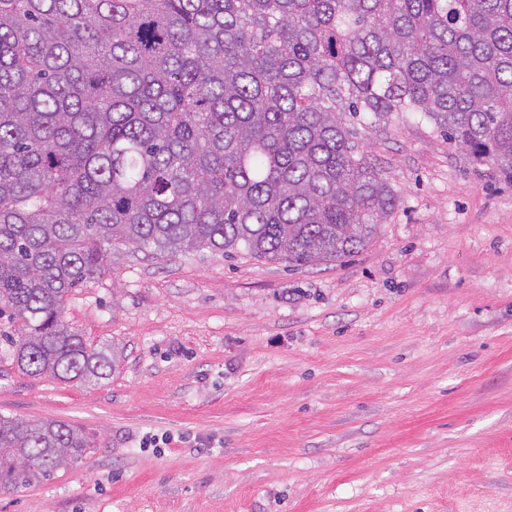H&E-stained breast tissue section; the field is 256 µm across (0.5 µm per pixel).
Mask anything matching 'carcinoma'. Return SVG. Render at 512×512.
Masks as SVG:
<instances>
[{
	"label": "carcinoma",
	"instance_id": "cac0c4a2",
	"mask_svg": "<svg viewBox=\"0 0 512 512\" xmlns=\"http://www.w3.org/2000/svg\"><path fill=\"white\" fill-rule=\"evenodd\" d=\"M404 113L512 184V0H0V341L28 375L109 376L62 311L119 245L363 250L399 194L358 127ZM91 448L0 414V494Z\"/></svg>",
	"mask_w": 512,
	"mask_h": 512
}]
</instances>
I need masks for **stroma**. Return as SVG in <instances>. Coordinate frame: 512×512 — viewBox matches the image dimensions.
I'll list each match as a JSON object with an SVG mask.
<instances>
[{
	"mask_svg": "<svg viewBox=\"0 0 512 512\" xmlns=\"http://www.w3.org/2000/svg\"><path fill=\"white\" fill-rule=\"evenodd\" d=\"M401 201L359 253L294 268L120 247L63 317L95 384L0 351V414L94 447L0 512H512V185L424 121L367 128Z\"/></svg>",
	"mask_w": 512,
	"mask_h": 512,
	"instance_id": "35a3bbf8",
	"label": "stroma"
}]
</instances>
